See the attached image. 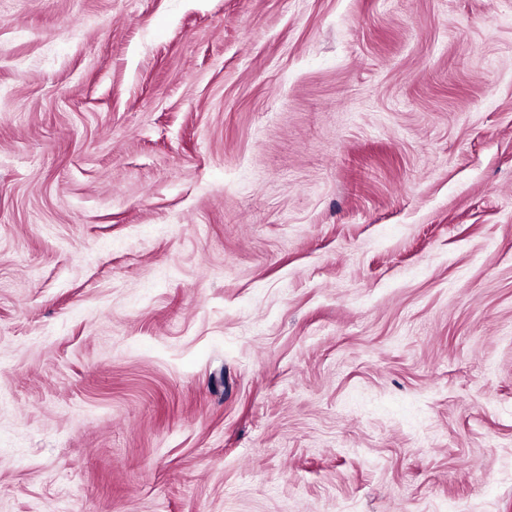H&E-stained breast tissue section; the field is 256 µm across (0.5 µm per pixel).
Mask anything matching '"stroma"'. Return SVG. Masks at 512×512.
<instances>
[{
	"mask_svg": "<svg viewBox=\"0 0 512 512\" xmlns=\"http://www.w3.org/2000/svg\"><path fill=\"white\" fill-rule=\"evenodd\" d=\"M0 512H512V0H0Z\"/></svg>",
	"mask_w": 512,
	"mask_h": 512,
	"instance_id": "obj_1",
	"label": "stroma"
}]
</instances>
